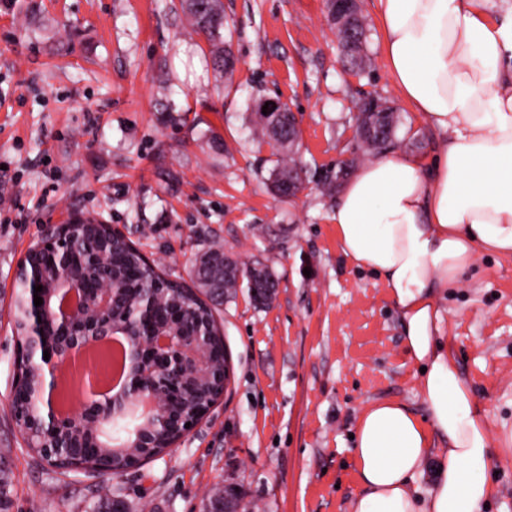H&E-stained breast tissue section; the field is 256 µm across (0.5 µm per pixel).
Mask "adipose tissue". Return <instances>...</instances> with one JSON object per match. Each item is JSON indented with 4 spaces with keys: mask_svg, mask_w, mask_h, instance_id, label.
I'll use <instances>...</instances> for the list:
<instances>
[{
    "mask_svg": "<svg viewBox=\"0 0 512 512\" xmlns=\"http://www.w3.org/2000/svg\"><path fill=\"white\" fill-rule=\"evenodd\" d=\"M494 2L376 3L389 76L439 145L360 165L331 213L344 256L381 277L401 315L426 406L422 418L396 401L362 412L353 512H482L493 492L490 436L440 336L438 295L478 253L512 256V20H496ZM428 463L422 497L411 483Z\"/></svg>",
    "mask_w": 512,
    "mask_h": 512,
    "instance_id": "ef3b65f1",
    "label": "adipose tissue"
}]
</instances>
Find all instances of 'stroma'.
<instances>
[{"label":"stroma","mask_w":512,"mask_h":512,"mask_svg":"<svg viewBox=\"0 0 512 512\" xmlns=\"http://www.w3.org/2000/svg\"><path fill=\"white\" fill-rule=\"evenodd\" d=\"M223 3L238 60L228 82L181 0L0 5V471L12 512H88L103 495L102 478L60 480L29 454L11 409L12 281L47 224L105 221L190 288L213 244L279 279L267 307L243 288L217 305L229 386L174 446L121 477L132 512H204L227 483L256 512H352L363 409L391 400L425 414L400 315L380 277L343 255L320 187L356 168L362 99L399 113L391 152L437 147L388 76L375 0L362 2L372 63L350 73L327 0ZM264 97L296 118L307 187L293 198L271 191L279 155L252 132ZM439 309L494 448L484 512H512V258L480 255Z\"/></svg>","instance_id":"stroma-1"}]
</instances>
